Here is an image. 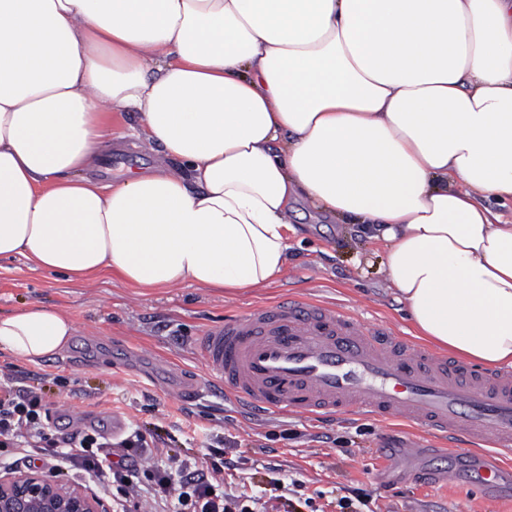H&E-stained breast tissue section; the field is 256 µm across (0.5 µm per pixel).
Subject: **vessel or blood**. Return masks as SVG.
Listing matches in <instances>:
<instances>
[{
  "label": "vessel or blood",
  "instance_id": "1",
  "mask_svg": "<svg viewBox=\"0 0 512 512\" xmlns=\"http://www.w3.org/2000/svg\"><path fill=\"white\" fill-rule=\"evenodd\" d=\"M201 388L257 411L339 412L400 420L479 448L477 481L496 512L504 467L483 446L512 445V371H479L415 345L383 322L320 301L285 298L210 326L197 341Z\"/></svg>",
  "mask_w": 512,
  "mask_h": 512
}]
</instances>
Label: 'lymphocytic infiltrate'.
Segmentation results:
<instances>
[{"instance_id": "obj_1", "label": "lymphocytic infiltrate", "mask_w": 512, "mask_h": 512, "mask_svg": "<svg viewBox=\"0 0 512 512\" xmlns=\"http://www.w3.org/2000/svg\"><path fill=\"white\" fill-rule=\"evenodd\" d=\"M47 413L42 395L18 390L8 399H0V450L19 448L25 458L47 464L66 461L92 479L103 491L127 502L138 498L141 489H148L154 512H249L240 498L224 491L223 456L209 451L201 466L190 467L183 460L171 457L142 473L135 463L126 462L125 451L146 448L148 442L140 431H132L118 443L121 458L102 442L99 433L86 430L60 436L52 433L43 417Z\"/></svg>"}]
</instances>
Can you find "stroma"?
<instances>
[{"instance_id": "stroma-1", "label": "stroma", "mask_w": 512, "mask_h": 512, "mask_svg": "<svg viewBox=\"0 0 512 512\" xmlns=\"http://www.w3.org/2000/svg\"><path fill=\"white\" fill-rule=\"evenodd\" d=\"M108 121L112 153L99 180L109 181L117 167L154 166L157 154L141 146L134 113L115 112ZM293 226L290 262L279 281L231 294L188 283L139 288L114 276L72 283L24 257L1 259L0 314L43 306L67 316L74 335L62 354L37 364L1 350L0 377L11 375L13 389L42 393L55 433L94 429L108 437L116 416L140 429L154 442L135 457L142 470L170 455L191 463L206 448L223 449L230 463L224 489L254 500V512H342L339 501L353 488L368 494L362 512H483L484 491L467 470L474 454L467 443L445 456L402 422L255 414L221 393L176 400L186 380L206 374L196 336L225 316L288 296L339 303L363 320L385 319L413 334L387 284L382 244L360 238L350 220L319 221L307 208ZM403 448L419 449L426 479L390 465ZM452 460L462 470L448 482L441 471Z\"/></svg>"}]
</instances>
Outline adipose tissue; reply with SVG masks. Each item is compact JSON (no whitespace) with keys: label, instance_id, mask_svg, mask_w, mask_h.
Instances as JSON below:
<instances>
[{"label":"adipose tissue","instance_id":"obj_1","mask_svg":"<svg viewBox=\"0 0 512 512\" xmlns=\"http://www.w3.org/2000/svg\"><path fill=\"white\" fill-rule=\"evenodd\" d=\"M156 166L92 179L105 117ZM512 0H0V259L86 282L269 286L304 203L366 225L419 338L512 366ZM74 327L0 315V350Z\"/></svg>","mask_w":512,"mask_h":512}]
</instances>
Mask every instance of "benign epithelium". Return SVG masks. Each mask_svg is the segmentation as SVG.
I'll return each instance as SVG.
<instances>
[{"mask_svg": "<svg viewBox=\"0 0 512 512\" xmlns=\"http://www.w3.org/2000/svg\"><path fill=\"white\" fill-rule=\"evenodd\" d=\"M0 512H111L104 499L44 469L0 472Z\"/></svg>", "mask_w": 512, "mask_h": 512, "instance_id": "benign-epithelium-1", "label": "benign epithelium"}]
</instances>
